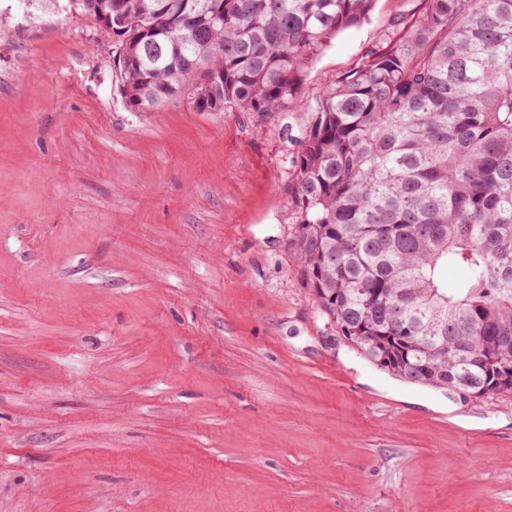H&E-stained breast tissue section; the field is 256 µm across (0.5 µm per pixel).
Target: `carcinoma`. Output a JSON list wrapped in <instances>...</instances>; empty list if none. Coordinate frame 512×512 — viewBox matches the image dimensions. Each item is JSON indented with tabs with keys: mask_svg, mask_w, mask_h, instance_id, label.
<instances>
[{
	"mask_svg": "<svg viewBox=\"0 0 512 512\" xmlns=\"http://www.w3.org/2000/svg\"><path fill=\"white\" fill-rule=\"evenodd\" d=\"M308 114L288 249L320 315L380 369L512 393V0H422ZM112 11L118 91L147 112L295 107L373 0H69Z\"/></svg>",
	"mask_w": 512,
	"mask_h": 512,
	"instance_id": "cac0c4a2",
	"label": "carcinoma"
}]
</instances>
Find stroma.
Returning <instances> with one entry per match:
<instances>
[{
    "mask_svg": "<svg viewBox=\"0 0 512 512\" xmlns=\"http://www.w3.org/2000/svg\"><path fill=\"white\" fill-rule=\"evenodd\" d=\"M419 6L260 114L130 111L93 17L0 0V512H512V393L378 369L288 250L310 106Z\"/></svg>",
    "mask_w": 512,
    "mask_h": 512,
    "instance_id": "1",
    "label": "stroma"
}]
</instances>
